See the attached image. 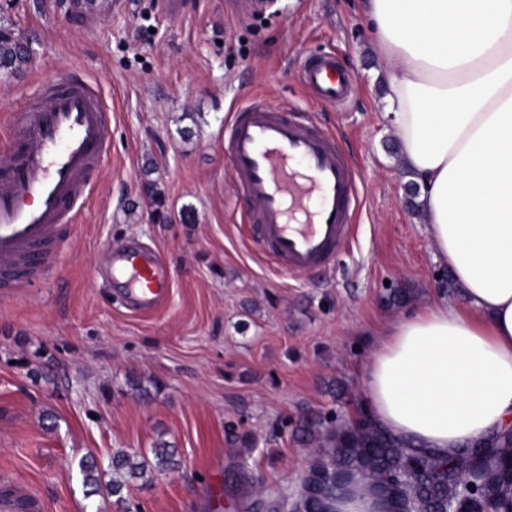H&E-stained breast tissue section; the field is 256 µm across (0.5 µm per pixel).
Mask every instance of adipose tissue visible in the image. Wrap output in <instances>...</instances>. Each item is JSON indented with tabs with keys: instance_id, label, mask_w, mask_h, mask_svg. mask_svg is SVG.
Segmentation results:
<instances>
[{
	"instance_id": "adipose-tissue-1",
	"label": "adipose tissue",
	"mask_w": 512,
	"mask_h": 512,
	"mask_svg": "<svg viewBox=\"0 0 512 512\" xmlns=\"http://www.w3.org/2000/svg\"><path fill=\"white\" fill-rule=\"evenodd\" d=\"M384 120L460 292L387 322L365 365L376 423L444 455L512 423V0H362Z\"/></svg>"
}]
</instances>
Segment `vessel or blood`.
<instances>
[{
    "label": "vessel or blood",
    "instance_id": "obj_1",
    "mask_svg": "<svg viewBox=\"0 0 512 512\" xmlns=\"http://www.w3.org/2000/svg\"><path fill=\"white\" fill-rule=\"evenodd\" d=\"M303 84L319 103L348 98L351 79L335 58L309 59ZM10 145L0 150V290L40 280L60 256L94 191L109 151L112 113L99 86L79 70H57L10 115ZM232 184L251 209L246 221L265 255L295 274L333 267L353 238L359 174L335 136L285 107L253 100L224 129ZM114 294L128 311L150 314L166 301L170 279L159 256L128 241L110 248ZM36 496H0V512H43Z\"/></svg>",
    "mask_w": 512,
    "mask_h": 512
}]
</instances>
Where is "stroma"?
<instances>
[{"instance_id": "obj_1", "label": "stroma", "mask_w": 512, "mask_h": 512, "mask_svg": "<svg viewBox=\"0 0 512 512\" xmlns=\"http://www.w3.org/2000/svg\"><path fill=\"white\" fill-rule=\"evenodd\" d=\"M71 2L0 0V23L30 51L25 69L0 72V147L11 112L64 63L97 79L112 110L109 159L61 258L0 294V491L35 495L45 512H209L217 498L235 512L249 489L228 474L243 464L265 497L291 496L316 449L294 423L367 409L376 326L430 300L460 302L405 198L385 75L356 0H266L251 14L239 0H185L178 18L163 0H130L90 30ZM327 53L353 79L341 106H315L301 81L304 59ZM254 99L334 131L359 171L353 244L330 271L280 273L241 221L249 204L230 182L224 125ZM129 239L169 265L168 298L149 315L131 314L97 273ZM159 441L176 470L146 471L122 504L86 497L81 457Z\"/></svg>"}]
</instances>
